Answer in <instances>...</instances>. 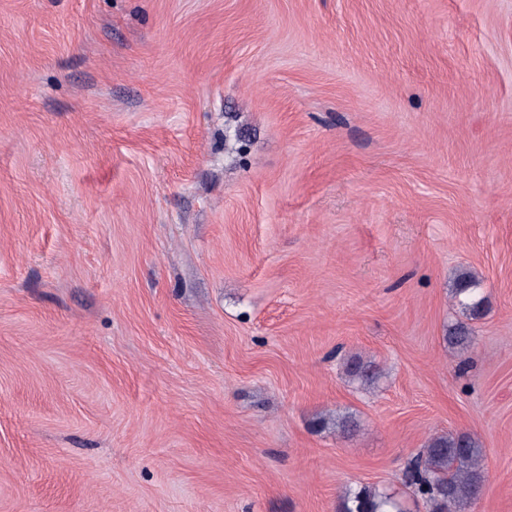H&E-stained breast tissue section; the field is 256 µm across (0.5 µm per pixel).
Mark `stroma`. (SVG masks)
<instances>
[{"label": "stroma", "mask_w": 512, "mask_h": 512, "mask_svg": "<svg viewBox=\"0 0 512 512\" xmlns=\"http://www.w3.org/2000/svg\"><path fill=\"white\" fill-rule=\"evenodd\" d=\"M456 432L512 512V0H0V512H426ZM474 286L470 276L463 275L455 288V298H458L460 306L465 309L471 320L478 319L483 315V300L477 297ZM347 372L353 381L363 388H371L377 379V368L371 362H354L349 365ZM339 512H405L392 493L376 486L346 488L341 497Z\"/></svg>", "instance_id": "stroma-1"}]
</instances>
